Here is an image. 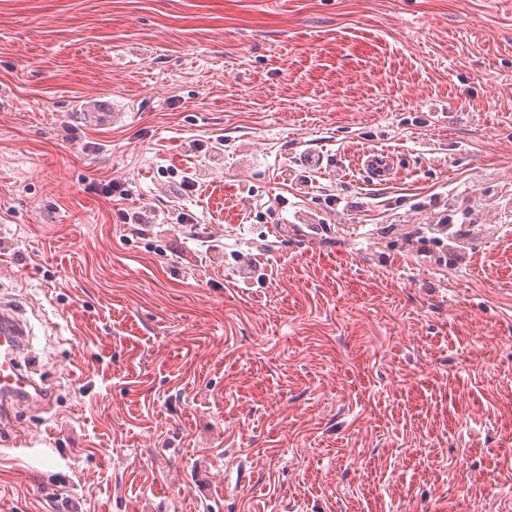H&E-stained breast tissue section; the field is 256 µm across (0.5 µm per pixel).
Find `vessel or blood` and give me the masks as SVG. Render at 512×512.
Returning <instances> with one entry per match:
<instances>
[{
  "instance_id": "obj_1",
  "label": "vessel or blood",
  "mask_w": 512,
  "mask_h": 512,
  "mask_svg": "<svg viewBox=\"0 0 512 512\" xmlns=\"http://www.w3.org/2000/svg\"><path fill=\"white\" fill-rule=\"evenodd\" d=\"M371 180L385 183L392 170V157L386 152L367 154L362 161ZM29 327L17 311L0 303V435L7 433L6 416L18 404H46L49 392L24 370L20 356L27 345Z\"/></svg>"
}]
</instances>
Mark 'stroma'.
<instances>
[{
  "label": "stroma",
  "mask_w": 512,
  "mask_h": 512,
  "mask_svg": "<svg viewBox=\"0 0 512 512\" xmlns=\"http://www.w3.org/2000/svg\"><path fill=\"white\" fill-rule=\"evenodd\" d=\"M0 295V512H512V0H0ZM362 165L372 181H377L380 184L386 183L391 175L392 157L387 152L368 153L365 155ZM29 327L18 312L0 299V435L8 432L4 420L10 407L18 404L44 405L51 397L24 370L20 355L27 345Z\"/></svg>",
  "instance_id": "obj_1"
}]
</instances>
